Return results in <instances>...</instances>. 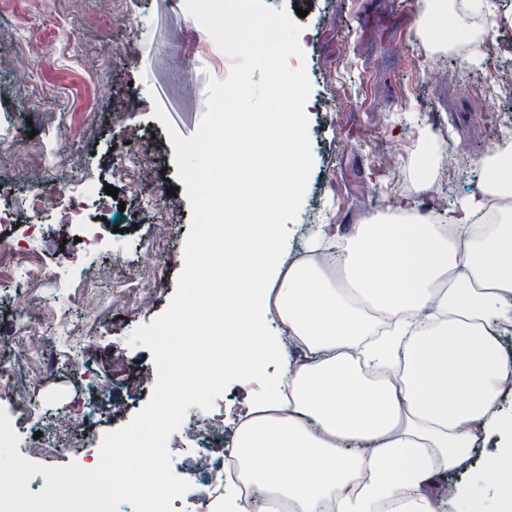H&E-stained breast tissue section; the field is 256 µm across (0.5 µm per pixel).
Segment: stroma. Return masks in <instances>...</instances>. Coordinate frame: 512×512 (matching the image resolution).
Wrapping results in <instances>:
<instances>
[{
	"label": "stroma",
	"mask_w": 512,
	"mask_h": 512,
	"mask_svg": "<svg viewBox=\"0 0 512 512\" xmlns=\"http://www.w3.org/2000/svg\"><path fill=\"white\" fill-rule=\"evenodd\" d=\"M424 0H264L273 10L294 13L304 37L294 50L301 59L305 96L308 166L293 210L289 259L302 257L309 220L320 213L344 235L353 224L395 211L404 203L431 210L436 197L448 208L477 194L482 161L512 140V99L495 101V113L474 112L472 94L490 71L507 76L512 60V0H487L482 34L473 47L431 52L419 36ZM22 28L34 45L14 51L0 41V149L29 138L45 148L56 172L20 178L0 169V244L30 253L53 275L51 287L28 302L25 319L55 369L36 374L17 357L10 338L16 311V281H0V359L11 361L15 381L29 393L35 411L22 414L21 433L0 443V458L13 457L30 434L41 431L62 443L69 434L61 418L71 416L90 387L112 403L103 434L130 422L147 404L156 382L153 354L129 343L132 332L151 324L169 306L183 268L191 208L174 157L170 134H195L206 111L210 80L227 78L230 58L189 14L180 0H130L124 19H115L108 0H41L27 10L5 0L0 27ZM407 44L405 55L393 50ZM163 119H156L155 109ZM436 136L441 149L461 147L463 163L430 187L416 184L410 161L422 135ZM399 144L400 164L381 171L375 153ZM136 149L141 170L126 165ZM118 188L117 196L81 199L77 186ZM176 197H168L170 188ZM54 191L53 210H31L38 190ZM93 220L108 246L78 243V224ZM111 281L89 283L92 293L123 296L126 306L106 309L78 298V288L100 267ZM57 310L97 333L84 352L94 363L91 377L70 375L58 360L71 351L55 336L47 313ZM246 406V390L235 379L207 382L187 393L165 427L166 440L181 437L188 418H224L232 437ZM166 480L184 490L172 512H195V498L223 502L224 493L205 485L195 454L168 449ZM71 458L47 451L25 455L18 483L26 501L46 470L69 474Z\"/></svg>",
	"instance_id": "stroma-1"
}]
</instances>
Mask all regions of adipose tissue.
Here are the masks:
<instances>
[{
	"label": "adipose tissue",
	"instance_id": "ef3b65f1",
	"mask_svg": "<svg viewBox=\"0 0 512 512\" xmlns=\"http://www.w3.org/2000/svg\"><path fill=\"white\" fill-rule=\"evenodd\" d=\"M225 47L258 55L283 42L277 20L225 14ZM419 29L434 48L464 23L448 0H429ZM285 97L255 116L222 109L213 116L191 183L201 197L205 239L189 263L190 288L159 350L184 353L162 398L232 374L249 384L234 431L239 476L256 503L233 512H440L450 499L477 512L465 477L483 452L502 481L499 512H512V354L501 331L512 326V210L488 223L474 218L485 196H512V142L484 161L481 194L436 223L413 207L378 214L337 236L311 227L310 256L286 262L294 205L308 163L298 68L281 62ZM278 319L268 334L264 319ZM303 355L283 358L285 342ZM282 358L268 377L266 362ZM163 414L142 422L95 468L92 484L68 482L64 512H77L86 489L114 498L161 488L152 440Z\"/></svg>",
	"mask_w": 512,
	"mask_h": 512
}]
</instances>
